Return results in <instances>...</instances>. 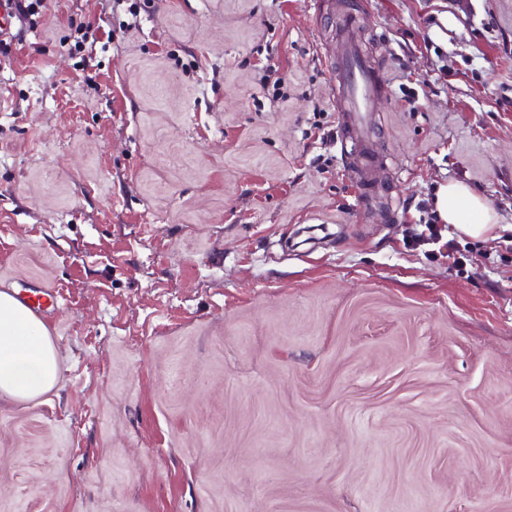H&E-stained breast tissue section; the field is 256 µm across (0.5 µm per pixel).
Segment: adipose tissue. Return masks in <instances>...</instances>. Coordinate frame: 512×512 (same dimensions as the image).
I'll use <instances>...</instances> for the list:
<instances>
[{"label": "adipose tissue", "instance_id": "1", "mask_svg": "<svg viewBox=\"0 0 512 512\" xmlns=\"http://www.w3.org/2000/svg\"><path fill=\"white\" fill-rule=\"evenodd\" d=\"M435 206L441 220L472 239L494 235L501 227L500 215L460 181L440 186ZM59 376L56 350L42 322L0 292V399H34L51 391Z\"/></svg>", "mask_w": 512, "mask_h": 512}]
</instances>
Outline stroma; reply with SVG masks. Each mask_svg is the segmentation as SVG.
<instances>
[{"mask_svg": "<svg viewBox=\"0 0 512 512\" xmlns=\"http://www.w3.org/2000/svg\"><path fill=\"white\" fill-rule=\"evenodd\" d=\"M451 180L509 225L454 256ZM19 283L60 380L0 399V512H512V0H42L0 35ZM342 34L343 49L337 68L341 87L339 112H345L353 129L367 140L366 118L381 93V85L373 64L362 55L347 18L342 19Z\"/></svg>", "mask_w": 512, "mask_h": 512, "instance_id": "obj_1", "label": "stroma"}]
</instances>
